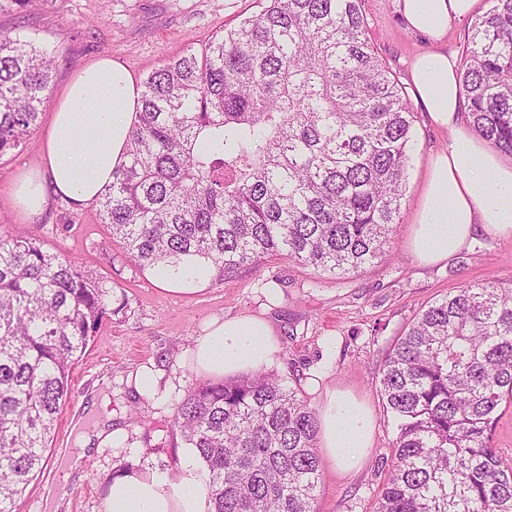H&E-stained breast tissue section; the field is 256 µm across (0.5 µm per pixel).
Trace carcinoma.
<instances>
[{
  "mask_svg": "<svg viewBox=\"0 0 512 512\" xmlns=\"http://www.w3.org/2000/svg\"><path fill=\"white\" fill-rule=\"evenodd\" d=\"M141 83L129 161L101 222L146 269L199 264L222 280L267 256L344 276L389 251L414 112L367 37L362 0H266ZM471 26L466 118L512 157V0ZM57 54L0 30V156L35 130ZM112 284L36 239L0 237V512L46 463L73 366ZM396 426L375 512H512L493 448L512 406V287L467 286L418 312L377 377ZM215 512H315L319 420L264 369L202 380L174 407Z\"/></svg>",
  "mask_w": 512,
  "mask_h": 512,
  "instance_id": "cac0c4a2",
  "label": "carcinoma"
}]
</instances>
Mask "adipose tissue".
<instances>
[{
  "label": "adipose tissue",
  "instance_id": "obj_1",
  "mask_svg": "<svg viewBox=\"0 0 512 512\" xmlns=\"http://www.w3.org/2000/svg\"><path fill=\"white\" fill-rule=\"evenodd\" d=\"M409 28L432 48L410 65L413 94L445 136L428 162L410 252L420 264L456 257L476 236L512 239V163L477 137L463 114L457 56L445 45L448 27L471 17L478 0H396ZM140 106L133 75L111 58L80 66L54 99L50 131L36 162L15 177L10 205L23 221L38 219L51 197L96 200L126 161V145ZM277 333L260 314L213 320L196 337L190 361L197 372L232 377L275 361ZM320 448L342 471L363 463L372 446L374 414L347 391L325 394ZM103 512H214L195 450L184 454L177 478L145 473L113 478Z\"/></svg>",
  "mask_w": 512,
  "mask_h": 512
}]
</instances>
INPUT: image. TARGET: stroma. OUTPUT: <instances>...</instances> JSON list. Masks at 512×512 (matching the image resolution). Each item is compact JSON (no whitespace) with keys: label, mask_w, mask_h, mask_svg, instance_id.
Returning a JSON list of instances; mask_svg holds the SVG:
<instances>
[{"label":"stroma","mask_w":512,"mask_h":512,"mask_svg":"<svg viewBox=\"0 0 512 512\" xmlns=\"http://www.w3.org/2000/svg\"><path fill=\"white\" fill-rule=\"evenodd\" d=\"M259 0H49L27 17L0 13V28L24 27L36 41L56 47L51 85L59 91L86 61L111 57L136 79L160 68L186 45H201L258 13ZM368 36L400 86L408 65L428 41L410 30L396 0H363ZM49 131L41 114L19 149L0 157V236L22 233L50 251L106 276L124 309L105 318L71 375L68 400L46 451L48 466L19 500L17 512H102L106 483L115 471L170 474L186 444L172 424L175 404L199 382L187 353L208 323L244 313H264L281 344L270 364L284 385L300 389L312 407L325 390L344 389L375 415L373 446L361 468L344 473L323 464L316 512H374L387 477L396 437L376 378L395 341L416 314L466 286L512 282V239L481 236L448 262L418 265L408 243L427 160L442 141L427 113L417 112L405 172V195L389 256L344 276L322 274L278 256L230 278L208 277L192 291L159 284L156 273L125 257L96 203L53 197L42 217L17 221L9 196L15 173L37 161ZM158 376L155 393H137L139 371ZM319 373L318 386L308 377ZM111 418L114 435L82 446L79 427ZM64 483H55V473Z\"/></svg>","instance_id":"35a3bbf8"}]
</instances>
